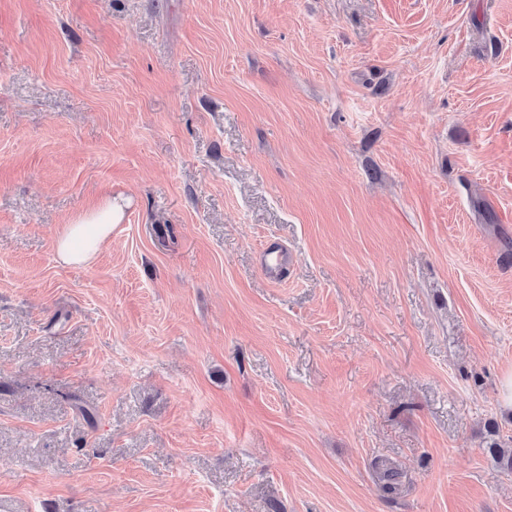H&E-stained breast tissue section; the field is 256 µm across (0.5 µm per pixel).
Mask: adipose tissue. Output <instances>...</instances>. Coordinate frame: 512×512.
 <instances>
[{
  "instance_id": "adipose-tissue-1",
  "label": "adipose tissue",
  "mask_w": 512,
  "mask_h": 512,
  "mask_svg": "<svg viewBox=\"0 0 512 512\" xmlns=\"http://www.w3.org/2000/svg\"><path fill=\"white\" fill-rule=\"evenodd\" d=\"M121 218L120 207L109 201L75 215L57 238L58 259L66 265L88 264Z\"/></svg>"
}]
</instances>
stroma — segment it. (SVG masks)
Instances as JSON below:
<instances>
[{"instance_id":"35a3bbf8","label":"stroma","mask_w":512,"mask_h":512,"mask_svg":"<svg viewBox=\"0 0 512 512\" xmlns=\"http://www.w3.org/2000/svg\"><path fill=\"white\" fill-rule=\"evenodd\" d=\"M510 240L512 0H0V512H512ZM121 218V208L110 200L75 215L57 238L58 259L65 265L88 264Z\"/></svg>"}]
</instances>
